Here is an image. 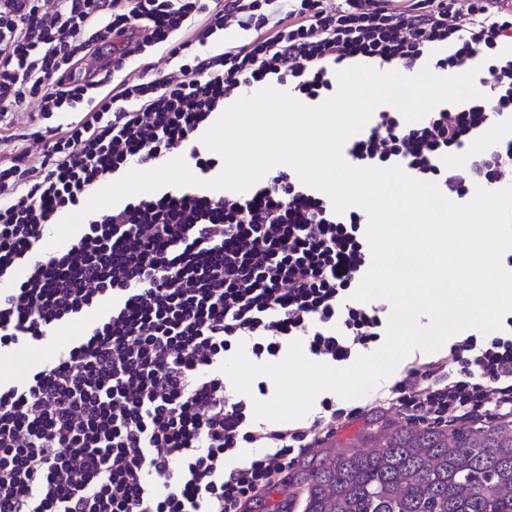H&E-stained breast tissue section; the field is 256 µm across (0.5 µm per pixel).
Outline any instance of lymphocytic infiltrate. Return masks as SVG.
Returning a JSON list of instances; mask_svg holds the SVG:
<instances>
[{
  "mask_svg": "<svg viewBox=\"0 0 512 512\" xmlns=\"http://www.w3.org/2000/svg\"><path fill=\"white\" fill-rule=\"evenodd\" d=\"M275 2L0 0V128L33 106L46 118L84 111L51 127L40 166L26 148L0 158V354L83 328L0 382V512H245L362 414L326 398L308 424L257 422L220 366L239 344L265 361L295 339L340 365L380 338L383 306L353 298L370 267L365 211L335 213L278 170L249 192L127 198L46 245L62 215L132 165L180 156L211 179L199 133L231 91L273 80L315 101L347 63L444 71L481 45L480 98L414 122L378 106L342 154L400 165L456 203L512 174V137L495 133L512 118V0H285L280 16ZM231 17L251 40L192 53ZM149 47L177 59L178 76L128 80ZM392 394L414 424L510 416L512 336H469L413 362Z\"/></svg>",
  "mask_w": 512,
  "mask_h": 512,
  "instance_id": "obj_1",
  "label": "lymphocytic infiltrate"
}]
</instances>
